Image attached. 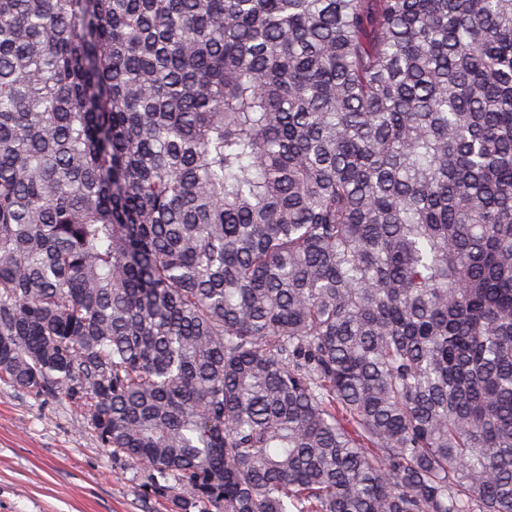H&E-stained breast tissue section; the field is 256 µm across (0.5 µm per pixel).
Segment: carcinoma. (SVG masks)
<instances>
[{
	"label": "carcinoma",
	"instance_id": "obj_1",
	"mask_svg": "<svg viewBox=\"0 0 512 512\" xmlns=\"http://www.w3.org/2000/svg\"><path fill=\"white\" fill-rule=\"evenodd\" d=\"M0 379L200 512H512V0H0Z\"/></svg>",
	"mask_w": 512,
	"mask_h": 512
}]
</instances>
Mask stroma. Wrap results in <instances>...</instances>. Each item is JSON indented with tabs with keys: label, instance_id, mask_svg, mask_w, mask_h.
<instances>
[{
	"label": "stroma",
	"instance_id": "1",
	"mask_svg": "<svg viewBox=\"0 0 512 512\" xmlns=\"http://www.w3.org/2000/svg\"><path fill=\"white\" fill-rule=\"evenodd\" d=\"M0 512H180L83 415L0 380Z\"/></svg>",
	"mask_w": 512,
	"mask_h": 512
}]
</instances>
